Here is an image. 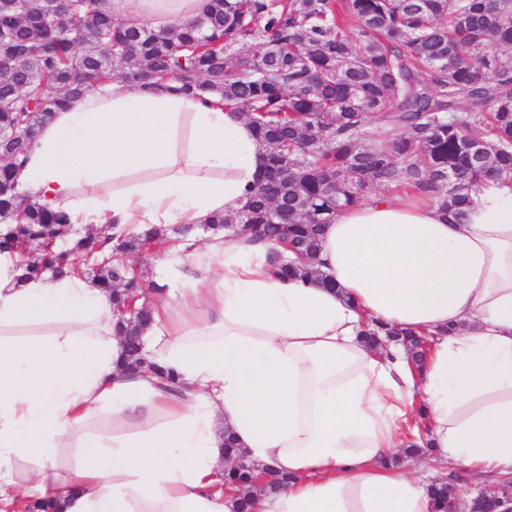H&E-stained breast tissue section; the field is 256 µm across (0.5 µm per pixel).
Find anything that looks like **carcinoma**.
I'll return each mask as SVG.
<instances>
[{
	"label": "carcinoma",
	"mask_w": 512,
	"mask_h": 512,
	"mask_svg": "<svg viewBox=\"0 0 512 512\" xmlns=\"http://www.w3.org/2000/svg\"><path fill=\"white\" fill-rule=\"evenodd\" d=\"M106 0H78L61 14L48 0H0V218L15 223L0 252L23 276H85L112 292L114 309L144 295L119 262L84 270L76 255L100 241L69 238V218L22 200L21 163L39 128L88 83L132 84L215 95L243 113L270 147L245 203L208 222L214 234L250 224L289 240L312 265L321 226L395 185L462 212L472 186L512 179V0H207L181 28L126 27ZM357 23V37L348 31ZM248 46L253 54L244 55ZM485 128L487 135L477 133ZM151 226L120 237L117 254L161 251ZM48 249L47 266L37 252ZM261 485L245 466L224 483L247 497Z\"/></svg>",
	"instance_id": "1"
}]
</instances>
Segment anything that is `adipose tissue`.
Segmentation results:
<instances>
[{
    "label": "adipose tissue",
    "mask_w": 512,
    "mask_h": 512,
    "mask_svg": "<svg viewBox=\"0 0 512 512\" xmlns=\"http://www.w3.org/2000/svg\"><path fill=\"white\" fill-rule=\"evenodd\" d=\"M205 0H112L121 22L178 27ZM265 149L245 117L196 96L113 81L45 123L20 195L76 234L201 224L239 209ZM466 218L382 193L324 225L315 275L284 278L268 247L227 231L173 247L126 375L109 298L70 275L20 279L0 254V512L59 492L60 512H234L224 435L288 485L250 512H434L389 465L412 424L439 462L512 474V184L472 188ZM386 326L428 338L419 369Z\"/></svg>",
    "instance_id": "obj_1"
}]
</instances>
